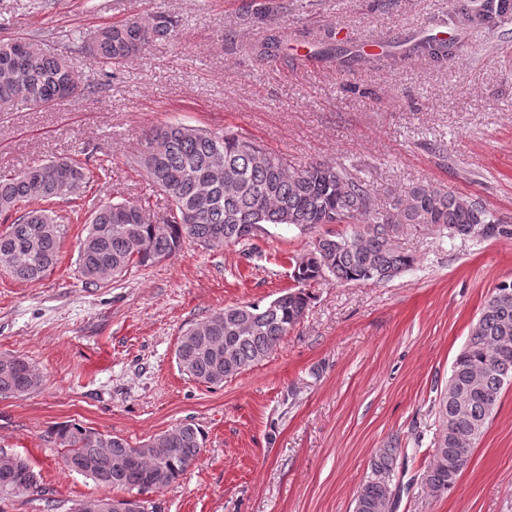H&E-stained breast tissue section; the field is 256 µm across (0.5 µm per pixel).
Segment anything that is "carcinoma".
I'll use <instances>...</instances> for the list:
<instances>
[{
    "instance_id": "carcinoma-1",
    "label": "carcinoma",
    "mask_w": 512,
    "mask_h": 512,
    "mask_svg": "<svg viewBox=\"0 0 512 512\" xmlns=\"http://www.w3.org/2000/svg\"><path fill=\"white\" fill-rule=\"evenodd\" d=\"M512 10V0H488L482 20ZM176 21L157 12L101 29L84 45L107 70L143 55L152 43L169 38ZM82 93L80 75L66 56L50 55L27 38L0 40V105L23 102L50 107L66 92ZM135 163L165 196L172 211L162 224L151 210L130 202L95 208L78 247L84 283L124 276L178 252L185 241L206 248L248 243L257 226L301 232L324 224L347 231L319 233L310 249L292 262L295 286L266 305L248 303L219 310L186 328L175 359L191 379L217 387L263 361L303 319L308 286L329 277L339 283H386L415 263L398 244L408 226H427L450 236L512 238V229L482 202L432 185H413L384 210L375 208L367 184L345 167L315 163L290 167L276 153L231 133H213L183 123L150 132ZM93 171L73 159L53 160L12 176L0 175V212L21 201L69 202L81 198ZM50 209L30 210L0 234V271L17 282L35 281L59 259L61 225ZM512 385V281L498 284L472 324L448 381L434 400L439 432L431 458L419 474L433 497L455 487L474 445L486 432L501 391ZM39 387L35 369L21 357L0 358V395L23 396ZM50 437L66 449V469L112 490L143 495L169 487L197 460L204 436L193 423L165 432L166 453L150 441L132 445L123 438L77 423L55 426ZM401 442L379 450L359 485L353 512H396L395 471ZM0 471V499L34 493Z\"/></svg>"
}]
</instances>
